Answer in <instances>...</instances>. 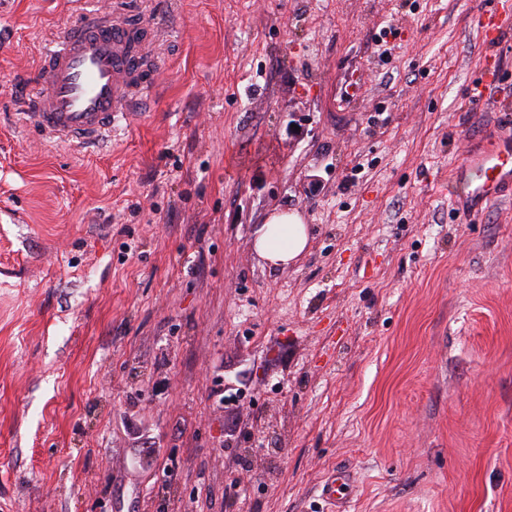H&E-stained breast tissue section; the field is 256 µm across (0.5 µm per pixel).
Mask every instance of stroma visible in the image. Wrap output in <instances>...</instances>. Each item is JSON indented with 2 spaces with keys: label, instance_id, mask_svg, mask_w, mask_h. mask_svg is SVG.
Instances as JSON below:
<instances>
[{
  "label": "stroma",
  "instance_id": "35a3bbf8",
  "mask_svg": "<svg viewBox=\"0 0 512 512\" xmlns=\"http://www.w3.org/2000/svg\"><path fill=\"white\" fill-rule=\"evenodd\" d=\"M89 3L158 83L82 147L15 107L73 0H0V512H512V199L451 197L493 0ZM310 230L301 216L285 210L273 212L258 231L255 251L273 266L286 267L309 247Z\"/></svg>",
  "mask_w": 512,
  "mask_h": 512
}]
</instances>
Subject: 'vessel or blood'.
<instances>
[{"instance_id": "b4317fda", "label": "vessel or blood", "mask_w": 512, "mask_h": 512, "mask_svg": "<svg viewBox=\"0 0 512 512\" xmlns=\"http://www.w3.org/2000/svg\"><path fill=\"white\" fill-rule=\"evenodd\" d=\"M486 47L512 30V0L476 13ZM151 36H139L121 18L84 7L40 57L42 81L31 89L25 117L43 135L66 144L111 137L135 102L147 98L153 75L141 69ZM465 186L458 208L477 213L512 197V135L472 141L453 174Z\"/></svg>"}]
</instances>
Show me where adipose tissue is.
Masks as SVG:
<instances>
[{
  "label": "adipose tissue",
  "mask_w": 512,
  "mask_h": 512,
  "mask_svg": "<svg viewBox=\"0 0 512 512\" xmlns=\"http://www.w3.org/2000/svg\"><path fill=\"white\" fill-rule=\"evenodd\" d=\"M310 230L297 212H273L254 241L255 251L270 264L285 267L309 247Z\"/></svg>",
  "instance_id": "1"
}]
</instances>
